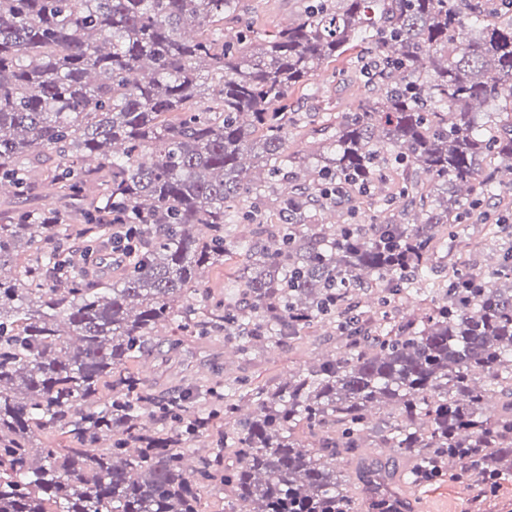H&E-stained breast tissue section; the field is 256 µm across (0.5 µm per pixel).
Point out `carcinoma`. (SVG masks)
<instances>
[{
  "label": "carcinoma",
  "mask_w": 512,
  "mask_h": 512,
  "mask_svg": "<svg viewBox=\"0 0 512 512\" xmlns=\"http://www.w3.org/2000/svg\"><path fill=\"white\" fill-rule=\"evenodd\" d=\"M238 2L0 0V187L29 194L54 152L59 197L89 201L81 226L27 211L0 224V512H201L209 487L226 512H389L386 468L360 486L337 468L386 408L372 447L409 459L405 485L512 479V250L489 272L460 262L420 317L387 311L455 225L478 212L492 238L512 228L483 210L512 195L483 171L512 170V111L477 119L512 103V0H303L262 38L226 34ZM344 55L374 98L336 115L334 150L294 158L288 93ZM351 198L372 223L312 222ZM122 224L138 236L112 276L62 257L76 231L96 253ZM232 259L224 299L197 314L204 270ZM374 283L376 302L355 300ZM166 323L220 329L242 352L327 323L341 350L261 388L159 395L128 363Z\"/></svg>",
  "instance_id": "cac0c4a2"
}]
</instances>
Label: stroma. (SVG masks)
Here are the masks:
<instances>
[{"mask_svg":"<svg viewBox=\"0 0 512 512\" xmlns=\"http://www.w3.org/2000/svg\"><path fill=\"white\" fill-rule=\"evenodd\" d=\"M303 0H239L238 22L251 24L259 34H268L288 21L301 9ZM238 22L226 23L227 32H235ZM343 62L319 71L306 89L291 91L289 100L298 111L307 113V120L294 128L288 140L289 152L307 153L334 133L331 122L336 113L349 112L359 101L368 99L369 91L362 83L344 75ZM61 159L51 156L44 165L33 168L32 177L40 183L37 196L22 199L0 193V212L35 209L50 212L59 201L47 180ZM453 248L432 256L428 273L446 279L448 266L455 258V246L478 241L482 247L468 259L476 271H488L496 265L503 248L512 246V236L485 241V230L479 224H460ZM341 343L329 327L320 325L300 338L280 347L255 346L247 353L236 351L235 343L225 341L223 333L189 336L176 326L165 330L161 350L146 354L135 362L147 384L155 391L166 392L187 385H214L224 381L242 380L256 387L286 380L288 375L304 371L339 351ZM396 491L407 502L406 512H471V494L465 484L439 481L417 489L397 486Z\"/></svg>","mask_w":512,"mask_h":512,"instance_id":"1","label":"stroma"}]
</instances>
